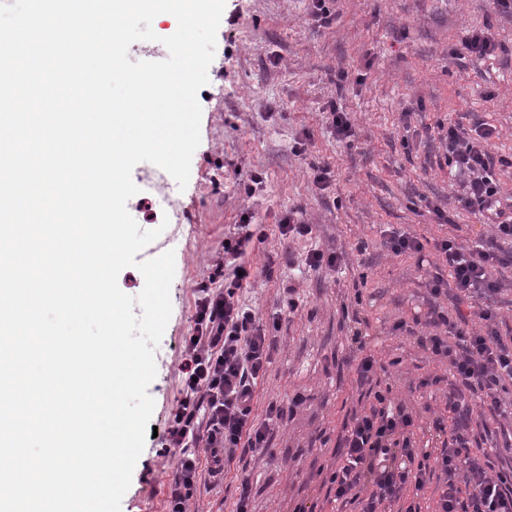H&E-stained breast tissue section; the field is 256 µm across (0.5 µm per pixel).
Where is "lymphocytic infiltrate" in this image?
<instances>
[{
  "label": "lymphocytic infiltrate",
  "instance_id": "f902f5d3",
  "mask_svg": "<svg viewBox=\"0 0 512 512\" xmlns=\"http://www.w3.org/2000/svg\"><path fill=\"white\" fill-rule=\"evenodd\" d=\"M438 139L447 164L464 177L456 209L487 224L489 234L471 246L453 238L434 244L436 265L445 275L429 281L432 297L453 295L476 309L478 327H462L450 314L430 309L425 323L432 334L419 344L446 359L454 378L447 418L432 428L444 441L432 463L417 462L408 432L415 420L403 405L376 394L369 410L354 417L341 438V460L329 473L334 501H357L360 512H391L406 488L421 491L434 474L443 483L435 512H512V467L490 473L481 458L471 455L465 432L473 417L491 408L512 420L504 395L512 388V342L498 329L491 301L505 285L500 267L512 265V253L501 242L512 241V196L505 195L490 151L493 125L478 121L472 128L439 127ZM260 233L251 220H239L224 240V259L216 263L195 293L193 328L182 340L179 365L180 398L172 409L161 443L176 460L166 490L167 512H187L199 485L223 477L236 457L269 452L275 429L288 406L269 403L264 419L254 414L256 389L271 362L270 336L288 313L262 317L242 301L239 290L251 284L254 272L245 261Z\"/></svg>",
  "mask_w": 512,
  "mask_h": 512
}]
</instances>
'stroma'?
Here are the masks:
<instances>
[{"label": "stroma", "mask_w": 512, "mask_h": 512, "mask_svg": "<svg viewBox=\"0 0 512 512\" xmlns=\"http://www.w3.org/2000/svg\"><path fill=\"white\" fill-rule=\"evenodd\" d=\"M307 7L308 0H226L209 82L197 94L201 141L188 185L166 211L149 209L139 194L127 203L142 229L162 230L150 256L175 253L172 315L148 388L158 430L179 397V347L192 326L195 285L223 259L224 236L243 210L266 233L247 257L255 279L243 300L265 315L297 306L271 333L255 413L298 393L303 404L277 428L272 455L234 460L218 485L195 491L188 512H235L241 474L251 479L252 512H293L301 501L319 512H358L329 502L315 471L333 462L344 427L379 391L412 412V447L433 451L426 425L445 414L452 383L446 361L417 343L426 331L434 243L448 236L471 244L487 232L465 213L448 224L436 219L435 208H447L459 184L438 147L437 125L468 129L483 119L496 128L492 154L512 159V16L493 0H337L338 18L327 27ZM484 26L494 54H463L467 31ZM333 104L350 113L352 142L332 134ZM297 140L306 143L299 155L291 150ZM318 167L331 172L327 189L313 182ZM258 172L264 183L247 197L243 188ZM291 207L313 224L311 236L281 238L277 219ZM390 227L418 237L422 256L391 254L383 244ZM316 247L342 252L340 268H304L302 258ZM357 326L379 365L364 385L351 342ZM468 437L494 469L512 465L505 450L512 422L484 412ZM174 471L158 439L147 438L122 512H166Z\"/></svg>", "instance_id": "35a3bbf8"}]
</instances>
